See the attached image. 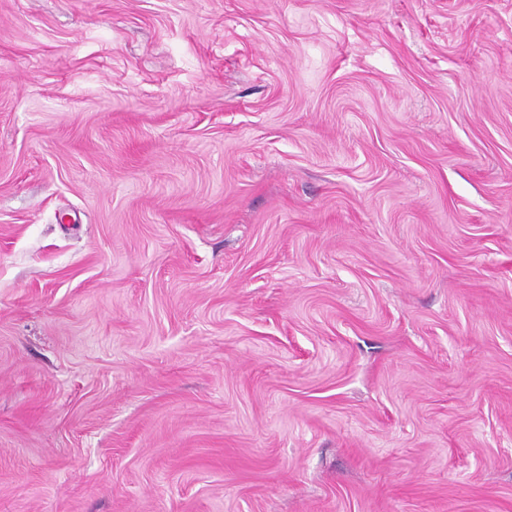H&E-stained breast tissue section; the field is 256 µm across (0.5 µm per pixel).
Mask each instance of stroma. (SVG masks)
<instances>
[{
  "instance_id": "stroma-1",
  "label": "stroma",
  "mask_w": 512,
  "mask_h": 512,
  "mask_svg": "<svg viewBox=\"0 0 512 512\" xmlns=\"http://www.w3.org/2000/svg\"><path fill=\"white\" fill-rule=\"evenodd\" d=\"M0 512H512V0H0Z\"/></svg>"
}]
</instances>
